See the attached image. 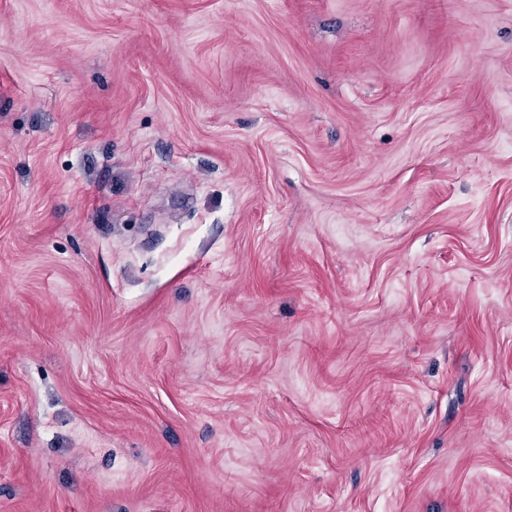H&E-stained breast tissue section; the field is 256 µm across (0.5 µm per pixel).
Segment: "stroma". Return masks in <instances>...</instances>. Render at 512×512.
Returning <instances> with one entry per match:
<instances>
[{
  "label": "stroma",
  "instance_id": "1",
  "mask_svg": "<svg viewBox=\"0 0 512 512\" xmlns=\"http://www.w3.org/2000/svg\"><path fill=\"white\" fill-rule=\"evenodd\" d=\"M0 512H512V0H0Z\"/></svg>",
  "mask_w": 512,
  "mask_h": 512
}]
</instances>
